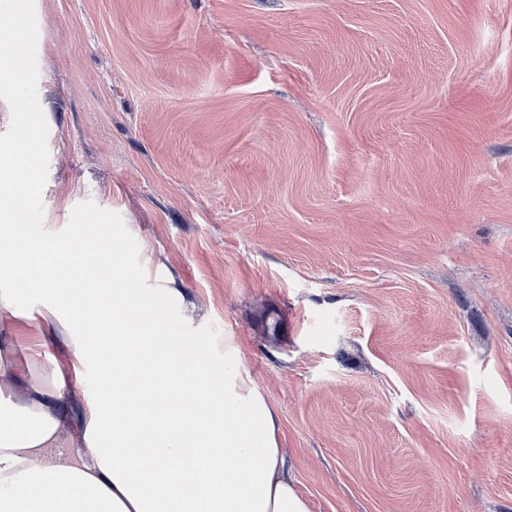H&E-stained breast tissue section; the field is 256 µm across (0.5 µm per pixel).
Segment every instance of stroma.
<instances>
[{
    "label": "stroma",
    "mask_w": 512,
    "mask_h": 512,
    "mask_svg": "<svg viewBox=\"0 0 512 512\" xmlns=\"http://www.w3.org/2000/svg\"><path fill=\"white\" fill-rule=\"evenodd\" d=\"M43 226L121 216L235 337L310 512H512V0H35ZM0 306L18 373L93 368Z\"/></svg>",
    "instance_id": "1"
}]
</instances>
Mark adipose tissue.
I'll return each mask as SVG.
<instances>
[{
	"label": "adipose tissue",
	"mask_w": 512,
	"mask_h": 512,
	"mask_svg": "<svg viewBox=\"0 0 512 512\" xmlns=\"http://www.w3.org/2000/svg\"><path fill=\"white\" fill-rule=\"evenodd\" d=\"M131 320L128 291H112V390L90 406L87 446L68 459L58 385L38 386L0 412V512H310L283 467L274 414L242 366L234 337L224 356L186 336L159 348L164 324L141 296ZM175 376L131 419L115 403Z\"/></svg>",
	"instance_id": "1"
}]
</instances>
